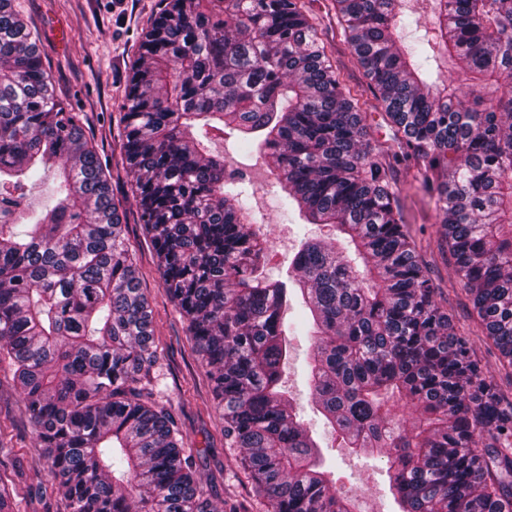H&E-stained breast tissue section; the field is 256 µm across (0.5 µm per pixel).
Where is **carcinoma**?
Masks as SVG:
<instances>
[{
  "mask_svg": "<svg viewBox=\"0 0 512 512\" xmlns=\"http://www.w3.org/2000/svg\"><path fill=\"white\" fill-rule=\"evenodd\" d=\"M333 2L384 105L382 145L305 0H165L121 116L144 234L272 512H353L280 388L291 289L318 410L347 447L387 458L399 512H512V397L436 301L393 190L404 164L436 195L454 273L512 370V0H431L408 32L400 0ZM442 59L467 102L440 87ZM226 127L270 160L281 210L337 232L306 239L286 282L264 272L254 191L207 150ZM153 336L110 175L0 0V356L49 473L70 512H246L204 496L173 414L151 402Z\"/></svg>",
  "mask_w": 512,
  "mask_h": 512,
  "instance_id": "1",
  "label": "carcinoma"
}]
</instances>
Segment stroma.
<instances>
[{"mask_svg":"<svg viewBox=\"0 0 512 512\" xmlns=\"http://www.w3.org/2000/svg\"><path fill=\"white\" fill-rule=\"evenodd\" d=\"M306 5L342 80L363 92L372 142H384L388 129L380 124L383 106L367 91L360 66L344 50L331 0H306ZM14 6L37 31L57 95L72 111L82 114L87 137L108 163L113 193L126 203V233L154 314L158 356L152 368L154 400L172 409L185 449L196 460L206 496L217 502H245L248 512H271L266 499L253 496L251 481L237 463L239 451L229 447L224 438L223 410L187 324L160 279L121 162L119 131L126 80L138 57L140 36L159 10L160 0H14ZM211 147L223 153L227 168L245 172L257 189L251 205L257 221L263 222L272 238L269 274L286 277L302 240L331 238V227L305 224L298 216L278 211L269 167L259 155L241 152L235 132L213 136ZM396 192L417 252L431 269L438 302L469 335L476 359L488 368L494 382L505 384V371L495 359L493 346L481 336L470 302L454 275L450 252L441 243L435 195L424 192L419 179L403 170L397 175ZM288 340L290 355L282 367V389L319 442L336 491L351 499L355 512H395L385 459L345 447L312 400L308 368L312 338L297 332L289 334ZM0 441L7 445L0 455V475L13 487L14 512H68L67 502L48 472L44 451L35 444L12 372L3 359Z\"/></svg>","mask_w":512,"mask_h":512,"instance_id":"1","label":"stroma"}]
</instances>
